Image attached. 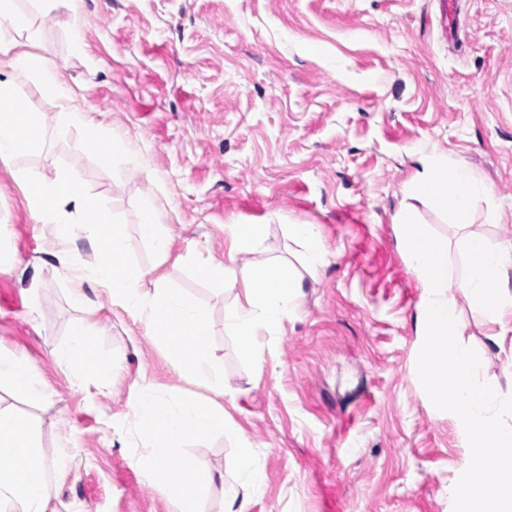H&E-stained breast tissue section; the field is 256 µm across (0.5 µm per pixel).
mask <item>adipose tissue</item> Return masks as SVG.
Instances as JSON below:
<instances>
[{
  "label": "adipose tissue",
  "mask_w": 512,
  "mask_h": 512,
  "mask_svg": "<svg viewBox=\"0 0 512 512\" xmlns=\"http://www.w3.org/2000/svg\"><path fill=\"white\" fill-rule=\"evenodd\" d=\"M19 24L16 0H0V56L9 57L11 76L0 79V160L10 161L38 145L41 118L35 112H14V77L19 73L38 76L47 92L62 96L52 65L30 52H16L12 33ZM60 129L98 143L104 154L125 151L124 142L96 123L89 113L72 110L58 116ZM421 170L406 192L429 201L434 208L462 216L468 213L476 196L488 193L489 185L481 173L466 165L421 156ZM232 248L226 261L205 260L196 265L199 278L210 283L241 289L242 299L225 308L224 322L239 339L242 350L260 359L261 336L277 331L283 320L298 311L302 298V273H317L327 265L329 251L318 225L295 223L288 227V238L301 248L300 265L267 260L245 261V254L258 251L268 236L264 224H228ZM76 380L100 379L112 372L109 361L99 359L88 334L75 332L69 342L53 353ZM7 382L27 401L45 405L51 392L39 379L35 366L22 354L0 349V382ZM132 410L144 422L151 439L149 451L134 460L147 470L155 482L165 487L174 512H199L198 502L206 475L192 465L171 466L188 440L214 432H229L230 419L223 405L200 403L186 397L169 403L159 399L148 387H141ZM239 483L227 489L224 512H247L251 496L263 486V472L250 453L237 462ZM55 464L40 452L33 426L10 407L0 405V512H48L53 497Z\"/></svg>",
  "instance_id": "ef3b65f1"
}]
</instances>
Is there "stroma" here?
<instances>
[{
	"instance_id": "35a3bbf8",
	"label": "stroma",
	"mask_w": 512,
	"mask_h": 512,
	"mask_svg": "<svg viewBox=\"0 0 512 512\" xmlns=\"http://www.w3.org/2000/svg\"><path fill=\"white\" fill-rule=\"evenodd\" d=\"M21 49L57 67L72 103L38 79L18 97L44 123L35 151L0 161V347L23 354L54 392L30 405L0 383V403L36 429L60 461L52 512H173L166 491L132 463L144 454L132 411L142 380L165 401L209 391L182 377L145 324L110 292L88 288L93 313L70 300L48 256L17 170L53 180L70 168L126 224L140 268H159L207 308L224 369L220 402L237 435L189 440L180 458L213 474L201 512H224L242 449L265 481L247 512H453L470 462L460 419L436 409L418 379L421 290L397 244L401 207L448 241V276L465 270L468 234L512 241V0H18ZM131 146L103 157L60 136L69 106ZM481 170L490 194L465 219L408 201L421 153ZM153 197L173 239L157 265L138 233V199ZM268 224L257 259L295 261L287 227L318 225L329 264L304 278L297 315L262 338L256 365L224 325L237 289L197 277L196 258L226 259L228 221ZM456 333L479 377L512 394V317L488 320L459 291ZM88 330L111 380L78 382L53 349Z\"/></svg>"
}]
</instances>
